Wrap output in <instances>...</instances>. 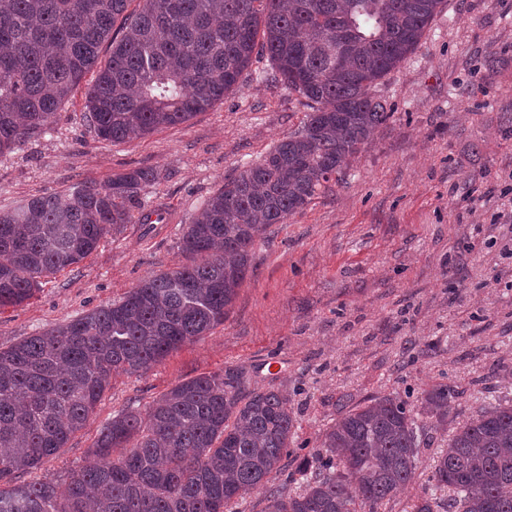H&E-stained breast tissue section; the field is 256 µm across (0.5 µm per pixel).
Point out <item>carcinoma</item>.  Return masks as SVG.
<instances>
[{
    "instance_id": "cac0c4a2",
    "label": "carcinoma",
    "mask_w": 512,
    "mask_h": 512,
    "mask_svg": "<svg viewBox=\"0 0 512 512\" xmlns=\"http://www.w3.org/2000/svg\"><path fill=\"white\" fill-rule=\"evenodd\" d=\"M138 7L128 10L131 2ZM444 0H0V156L57 123L93 70L90 126L111 143L184 124L238 88L253 55L307 109L300 128L224 181L191 223V264L143 279L103 305L0 349V512H228L266 490V512H379L410 482L425 421L444 424L461 392L423 389L341 405L300 458L303 490L281 462L296 417L283 389L242 366L183 381L146 413L99 429L94 462L21 482L83 429L116 372H147L224 324L273 224L301 212L393 116L376 87L419 47ZM106 54H101L102 46ZM149 168L79 183L0 209V309L80 263L144 208ZM432 481L448 512H512V404L453 432Z\"/></svg>"
}]
</instances>
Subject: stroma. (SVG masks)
<instances>
[{
	"label": "stroma",
	"instance_id": "35a3bbf8",
	"mask_svg": "<svg viewBox=\"0 0 512 512\" xmlns=\"http://www.w3.org/2000/svg\"><path fill=\"white\" fill-rule=\"evenodd\" d=\"M393 116L342 181L253 248L224 325L144 374H113L87 427L34 479L89 461L102 424L227 365L287 391L304 455L342 402L391 392L416 403L444 382L462 396L427 433L412 482L382 512L447 491L429 482L453 427L512 402V0H446L417 51L376 90ZM306 113L254 58L240 87L188 123L112 144L77 89L53 130L0 156V208L83 182L153 168L144 197L159 222L131 223L33 297L0 312V349L105 304L184 264L181 229L205 200L296 131Z\"/></svg>",
	"mask_w": 512,
	"mask_h": 512
}]
</instances>
